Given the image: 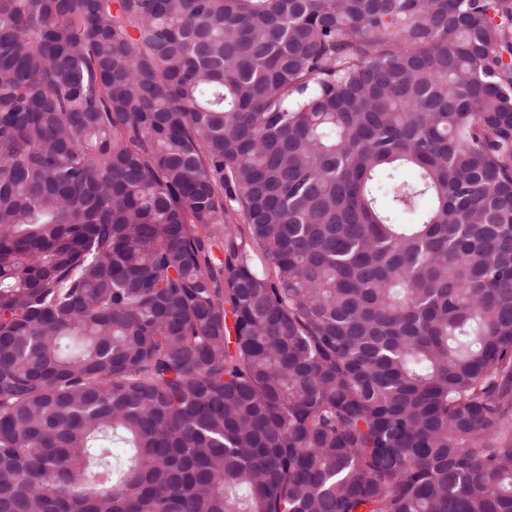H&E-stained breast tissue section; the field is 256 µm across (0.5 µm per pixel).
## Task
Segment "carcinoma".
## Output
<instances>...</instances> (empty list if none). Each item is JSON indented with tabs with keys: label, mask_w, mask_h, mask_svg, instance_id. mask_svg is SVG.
<instances>
[{
	"label": "carcinoma",
	"mask_w": 512,
	"mask_h": 512,
	"mask_svg": "<svg viewBox=\"0 0 512 512\" xmlns=\"http://www.w3.org/2000/svg\"><path fill=\"white\" fill-rule=\"evenodd\" d=\"M0 512H512V0H0Z\"/></svg>",
	"instance_id": "carcinoma-1"
}]
</instances>
